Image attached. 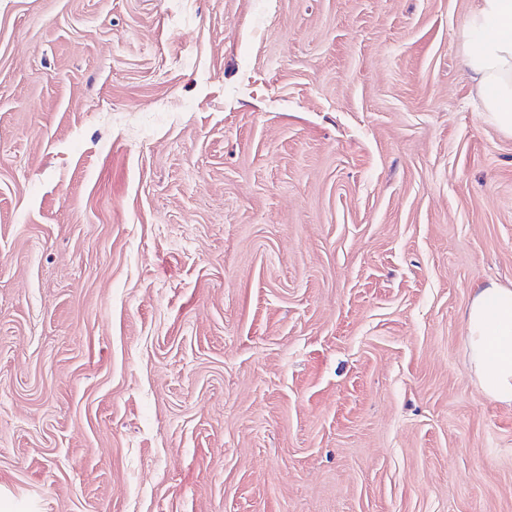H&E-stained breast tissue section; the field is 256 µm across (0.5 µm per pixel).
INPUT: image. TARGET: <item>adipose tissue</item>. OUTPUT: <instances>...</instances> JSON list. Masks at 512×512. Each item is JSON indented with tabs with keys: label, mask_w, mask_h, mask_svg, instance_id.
Segmentation results:
<instances>
[{
	"label": "adipose tissue",
	"mask_w": 512,
	"mask_h": 512,
	"mask_svg": "<svg viewBox=\"0 0 512 512\" xmlns=\"http://www.w3.org/2000/svg\"><path fill=\"white\" fill-rule=\"evenodd\" d=\"M465 35L466 63L488 121L512 134V0H479ZM467 364L483 394L512 405V287L491 281L465 312Z\"/></svg>",
	"instance_id": "1"
}]
</instances>
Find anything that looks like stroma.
Returning <instances> with one entry per match:
<instances>
[{"mask_svg":"<svg viewBox=\"0 0 512 512\" xmlns=\"http://www.w3.org/2000/svg\"><path fill=\"white\" fill-rule=\"evenodd\" d=\"M477 5L0 0V512H512ZM465 325L469 371L486 397L512 405V287L476 288Z\"/></svg>","mask_w":512,"mask_h":512,"instance_id":"stroma-1","label":"stroma"}]
</instances>
